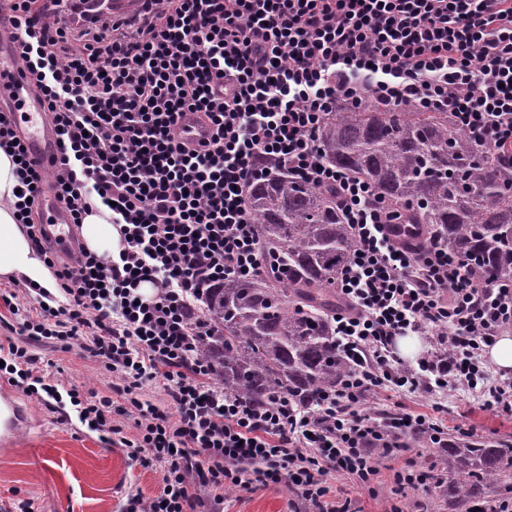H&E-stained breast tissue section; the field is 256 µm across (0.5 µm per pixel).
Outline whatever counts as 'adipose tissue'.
I'll use <instances>...</instances> for the list:
<instances>
[{"label":"adipose tissue","instance_id":"obj_1","mask_svg":"<svg viewBox=\"0 0 512 512\" xmlns=\"http://www.w3.org/2000/svg\"><path fill=\"white\" fill-rule=\"evenodd\" d=\"M10 158L0 151V276H22L50 288L54 278L50 270L36 256L26 234L13 217L11 202L16 178ZM81 235L86 247L97 254L117 249L119 234L109 222V212L98 208L85 216Z\"/></svg>","mask_w":512,"mask_h":512}]
</instances>
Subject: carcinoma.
I'll return each mask as SVG.
<instances>
[{
	"label": "carcinoma",
	"instance_id": "carcinoma-1",
	"mask_svg": "<svg viewBox=\"0 0 512 512\" xmlns=\"http://www.w3.org/2000/svg\"><path fill=\"white\" fill-rule=\"evenodd\" d=\"M318 144L329 164L381 194L399 231L436 232L477 278L512 276V169L475 148L450 113L341 103ZM248 205L262 244L288 269L210 289L205 313L219 333L201 341L200 354L227 393L261 402L280 391L306 405L347 371L332 315L351 231L332 191L285 174L252 184ZM442 453L453 512L503 471L512 448L450 442Z\"/></svg>",
	"mask_w": 512,
	"mask_h": 512
}]
</instances>
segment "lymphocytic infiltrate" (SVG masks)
Listing matches in <instances>:
<instances>
[{"label":"lymphocytic infiltrate","instance_id":"obj_1","mask_svg":"<svg viewBox=\"0 0 512 512\" xmlns=\"http://www.w3.org/2000/svg\"><path fill=\"white\" fill-rule=\"evenodd\" d=\"M2 36L59 155L40 168L13 112L0 111V149L15 158L21 189L16 221L56 280L52 290L23 284L37 302L29 310L0 293L16 321L0 342V378L162 468L160 493L127 495L123 512H218L223 489L284 480L312 512H346L329 498L330 472L366 484L379 458L412 440L448 445L428 414H361L381 392L464 389L512 417V378L492 376L485 358L512 328V277L474 278L433 233L416 248L400 242L378 193L327 164L317 142L338 103L368 97L445 110L479 150L512 154V0H148L133 19L89 24L80 0H0ZM186 110L214 125L203 147L179 137ZM281 174L335 188L355 239L333 317L349 372L305 408L287 394L259 407L225 393L198 353L199 337L217 331L203 309L209 289L277 264L248 191ZM47 187L77 227L94 203L112 204L118 253L51 254L36 222ZM402 336L432 347L405 363ZM75 341L115 377L111 393L65 386L39 367L35 346ZM152 383L167 406L147 398Z\"/></svg>","mask_w":512,"mask_h":512}]
</instances>
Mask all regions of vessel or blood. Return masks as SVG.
Segmentation results:
<instances>
[{
    "label": "vessel or blood",
    "mask_w": 512,
    "mask_h": 512,
    "mask_svg": "<svg viewBox=\"0 0 512 512\" xmlns=\"http://www.w3.org/2000/svg\"><path fill=\"white\" fill-rule=\"evenodd\" d=\"M103 4L104 15L125 20L133 18L142 9L144 0H103ZM6 54V48L0 46V106L13 98L21 102L23 119L18 124V133L30 156L43 168H50L57 157L52 127L26 80L12 63L6 62ZM177 127L182 140L190 145L210 139L213 133L210 122L197 112H182L177 117ZM41 209L52 248L61 254L74 251L76 240L71 219L57 204L52 192H45ZM31 427L28 414L17 398L9 391L0 392V447H12L20 433Z\"/></svg>",
    "instance_id": "1"
}]
</instances>
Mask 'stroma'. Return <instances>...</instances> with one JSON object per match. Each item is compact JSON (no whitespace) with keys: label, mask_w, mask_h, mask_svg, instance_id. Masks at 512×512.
<instances>
[{"label":"stroma","mask_w":512,"mask_h":512,"mask_svg":"<svg viewBox=\"0 0 512 512\" xmlns=\"http://www.w3.org/2000/svg\"><path fill=\"white\" fill-rule=\"evenodd\" d=\"M42 360L52 363L54 376L74 384L109 392L112 375L95 358L80 350L37 347ZM20 402L36 422L34 432L21 435L14 448L0 453V512H11L17 501L33 500L37 512H122L128 493L150 498L159 493L162 472L131 460L124 449L101 442L97 434L64 420L27 395ZM361 413L384 418L397 412L434 413L448 427L450 439L459 429L470 430L471 441L512 448V419L483 408L474 395L458 390L441 398L430 395L380 393L370 396ZM433 469L438 485L396 491L393 476L407 459ZM379 472L370 486L333 473L327 478L333 500L348 502L350 512H448V469L438 449L424 441L411 454H398L378 462ZM294 490L287 484L246 491H224V512H288Z\"/></svg>","instance_id":"stroma-1"}]
</instances>
